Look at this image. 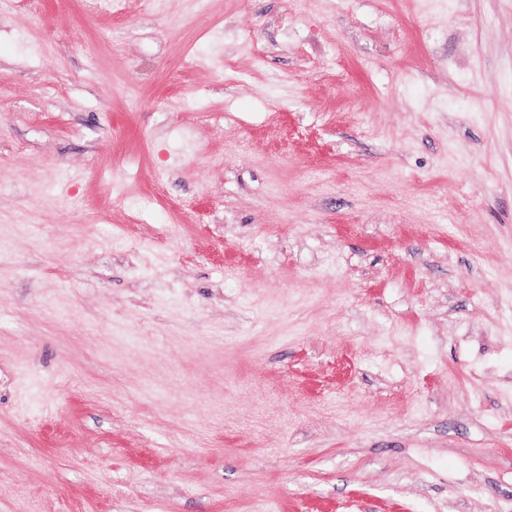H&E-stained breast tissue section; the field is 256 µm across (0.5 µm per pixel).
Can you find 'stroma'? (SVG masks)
<instances>
[{
    "mask_svg": "<svg viewBox=\"0 0 512 512\" xmlns=\"http://www.w3.org/2000/svg\"><path fill=\"white\" fill-rule=\"evenodd\" d=\"M0 0V512H512V0Z\"/></svg>",
    "mask_w": 512,
    "mask_h": 512,
    "instance_id": "1",
    "label": "stroma"
}]
</instances>
